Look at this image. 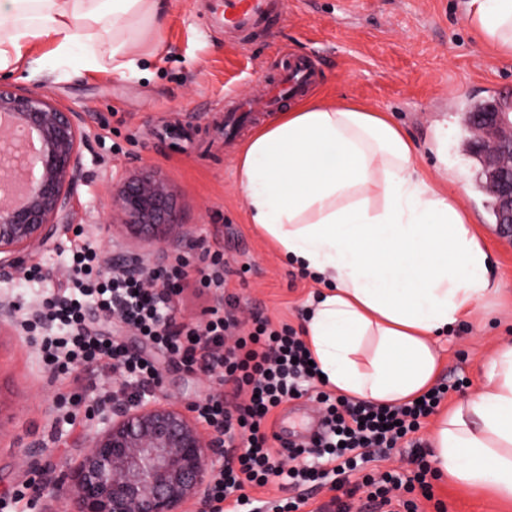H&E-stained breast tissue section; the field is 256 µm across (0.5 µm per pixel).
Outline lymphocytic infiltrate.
I'll use <instances>...</instances> for the list:
<instances>
[{"label":"lymphocytic infiltrate","mask_w":512,"mask_h":512,"mask_svg":"<svg viewBox=\"0 0 512 512\" xmlns=\"http://www.w3.org/2000/svg\"><path fill=\"white\" fill-rule=\"evenodd\" d=\"M73 264L75 278L46 299L42 312L49 326L64 330L63 335L43 337V353L64 359L79 388L71 397L69 418H76L85 392L103 402L111 400V391L98 387L95 373H120L130 397L156 385L163 358L204 373L215 388L194 410L200 420L223 432L225 447L204 504L206 512H261L248 490L270 484L292 492L272 503V512H299L309 501L302 487L336 490L356 474L367 492L362 512H420V500L434 501L427 479L431 468L424 456L416 457L417 469L406 477L394 470L367 473L363 466L387 459L401 445L418 446L425 419L449 391L463 387V379L438 384L420 400L385 406L319 389V373L309 368L312 355L299 332L287 324L273 326L259 315L248 321L239 318L240 300L225 288L245 269L232 266L220 251L186 252L170 265L129 276L103 271L95 248L83 243L73 252ZM189 279L199 290L213 291L215 302L188 325L178 321L174 298ZM90 302L106 328L88 329L85 307ZM123 328L140 336L152 355L129 350L120 339ZM308 394L322 406L325 433L306 448L274 447L275 410ZM400 488L405 491L401 497L396 494Z\"/></svg>","instance_id":"obj_1"}]
</instances>
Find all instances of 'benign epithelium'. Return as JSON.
Instances as JSON below:
<instances>
[{
    "mask_svg": "<svg viewBox=\"0 0 512 512\" xmlns=\"http://www.w3.org/2000/svg\"><path fill=\"white\" fill-rule=\"evenodd\" d=\"M12 123L0 129L12 138L0 142V163L31 165L21 153L16 130L34 131L43 142L38 176L22 204L0 202V273L21 272L25 252L50 242L61 229L58 217L80 165L83 132L77 113L64 111L49 96L28 89L0 87V116ZM471 152L482 161L487 191L498 203L502 235L512 233V122L488 106L472 119ZM117 226L128 238L160 247L178 223L167 182L153 171L135 172L114 187ZM147 253L120 248L112 265L129 275L146 270ZM224 437L205 428L197 414L170 402L162 384L147 398L121 394L93 410L88 449L55 483L66 490L68 512H193L204 503Z\"/></svg>",
    "mask_w": 512,
    "mask_h": 512,
    "instance_id": "7a95c632",
    "label": "benign epithelium"
}]
</instances>
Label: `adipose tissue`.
<instances>
[{"mask_svg":"<svg viewBox=\"0 0 512 512\" xmlns=\"http://www.w3.org/2000/svg\"><path fill=\"white\" fill-rule=\"evenodd\" d=\"M166 10L167 0H0V74L79 59L134 71L164 51ZM466 14L481 43L512 57V0H467ZM419 152L389 114L309 96L254 133L235 168L250 223L324 284L303 335L326 385L374 404L431 388L433 336L491 292L482 234L459 197L419 176ZM482 368L481 390L439 415L434 458L449 480L512 504V345Z\"/></svg>","mask_w":512,"mask_h":512,"instance_id":"ef3b65f1","label":"adipose tissue"}]
</instances>
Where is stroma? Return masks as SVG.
<instances>
[{"instance_id":"1","label":"stroma","mask_w":512,"mask_h":512,"mask_svg":"<svg viewBox=\"0 0 512 512\" xmlns=\"http://www.w3.org/2000/svg\"><path fill=\"white\" fill-rule=\"evenodd\" d=\"M162 36L163 55L122 76L85 62L57 66L50 77L0 76L2 85L42 91L79 113L86 133L64 229L27 255L25 274L0 277V299L33 312L66 280L76 244L111 253L113 188L149 169L168 183L182 231L198 246L223 249L249 265L228 285L240 298L241 317L258 311L274 324L301 328L318 286L286 265L249 224L235 185L239 149L271 115L250 111L240 135L224 137L225 94L243 102L266 98L283 73L282 50L317 58L315 94L389 113L422 150L417 171L431 180L447 166L445 191L491 230L490 197L479 165L464 150L462 114L493 96L512 99V58L497 57L475 38L465 0H288L284 16H271L244 43L225 33L212 0H169ZM439 126L448 131L440 157L428 149ZM485 246L495 294L435 340L440 380L468 382L450 394L452 404L475 395L483 360L512 344V242L491 230ZM161 372L165 391L184 407L213 389L205 375L172 363H162ZM74 391L70 375L47 372L34 339L0 323V500H9L7 512H66L62 488L45 485L41 474L63 470L86 450L95 401L82 404L72 424L57 411ZM433 487L447 512H501L489 494L454 488L447 478Z\"/></svg>"}]
</instances>
